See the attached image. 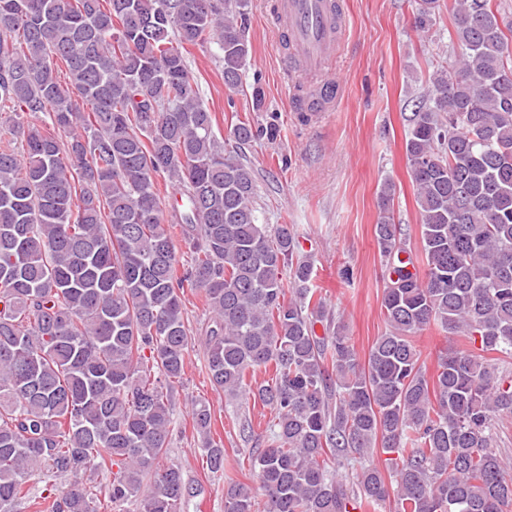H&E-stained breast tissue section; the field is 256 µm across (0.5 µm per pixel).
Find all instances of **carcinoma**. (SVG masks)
Masks as SVG:
<instances>
[{
  "label": "carcinoma",
  "instance_id": "cac0c4a2",
  "mask_svg": "<svg viewBox=\"0 0 512 512\" xmlns=\"http://www.w3.org/2000/svg\"><path fill=\"white\" fill-rule=\"evenodd\" d=\"M436 3L419 0L416 27L429 28ZM250 4L0 0V108L22 142L20 154L0 149V512L129 501L184 512L195 491L159 460L190 357L187 289L209 314L211 385L273 413L252 456L263 512H505L512 464L491 422L512 416V375L487 354L512 358V40L491 0H457L448 68L430 78L405 141L425 270L382 217L388 330L363 363L295 231L260 223L237 153L252 127L219 142L186 63L187 47L213 38L224 85L237 88ZM161 180L184 197L169 219ZM431 327L471 348L440 353L429 375L417 338ZM258 371L267 378L254 387ZM192 422L211 471H224L209 404L196 402ZM377 447L394 455L385 473ZM34 476L39 496L25 490ZM255 506L251 486L224 485V512Z\"/></svg>",
  "mask_w": 512,
  "mask_h": 512
}]
</instances>
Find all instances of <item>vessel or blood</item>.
I'll return each instance as SVG.
<instances>
[{"label":"vessel or blood","mask_w":512,"mask_h":512,"mask_svg":"<svg viewBox=\"0 0 512 512\" xmlns=\"http://www.w3.org/2000/svg\"><path fill=\"white\" fill-rule=\"evenodd\" d=\"M272 22L288 43L287 71L307 90L304 104L316 113L330 111L337 86L327 66L341 51L348 27L337 0H275Z\"/></svg>","instance_id":"b4317fda"}]
</instances>
